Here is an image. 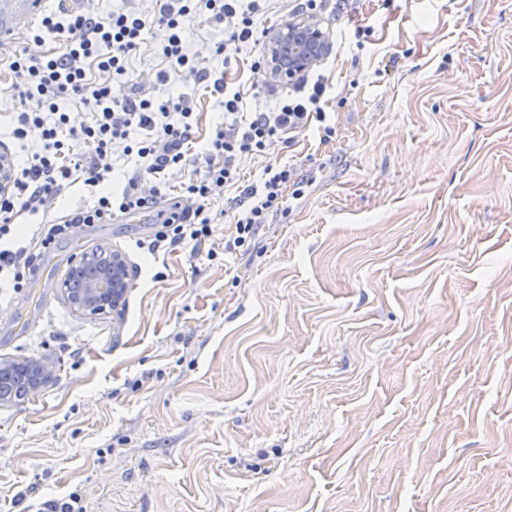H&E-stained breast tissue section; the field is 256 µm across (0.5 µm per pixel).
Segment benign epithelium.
I'll return each instance as SVG.
<instances>
[{"label":"benign epithelium","mask_w":512,"mask_h":512,"mask_svg":"<svg viewBox=\"0 0 512 512\" xmlns=\"http://www.w3.org/2000/svg\"><path fill=\"white\" fill-rule=\"evenodd\" d=\"M329 48V35L320 21L311 18L290 21L274 29L267 40L269 75L282 82L294 79L312 67ZM106 263L97 277L82 288L66 284L74 303L83 310L98 312L119 303L125 286V261L119 254L102 253ZM30 388L35 390L50 373L46 363L33 362L26 370Z\"/></svg>","instance_id":"7a95c632"}]
</instances>
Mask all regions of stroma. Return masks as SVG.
<instances>
[{
  "label": "stroma",
  "instance_id": "1",
  "mask_svg": "<svg viewBox=\"0 0 512 512\" xmlns=\"http://www.w3.org/2000/svg\"><path fill=\"white\" fill-rule=\"evenodd\" d=\"M331 143L316 131L240 161L245 182L294 165L248 247L226 252L223 199L203 254L145 248L151 224L36 230L99 193L75 181L18 217L39 278L0 288V362L47 361L0 402V512H512V0H349L320 17ZM151 24L133 57L164 67ZM221 27L193 20L189 55L223 68ZM193 90V152L223 119ZM19 99L0 70V152ZM121 254L129 287L92 313L67 270ZM214 256H207V249Z\"/></svg>",
  "mask_w": 512,
  "mask_h": 512
}]
</instances>
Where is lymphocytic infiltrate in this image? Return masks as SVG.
I'll use <instances>...</instances> for the list:
<instances>
[{"instance_id":"lymphocytic-infiltrate-1","label":"lymphocytic infiltrate","mask_w":512,"mask_h":512,"mask_svg":"<svg viewBox=\"0 0 512 512\" xmlns=\"http://www.w3.org/2000/svg\"><path fill=\"white\" fill-rule=\"evenodd\" d=\"M270 2L155 0L154 18L166 31L160 54L167 63L156 73V85H166L174 73L185 81L206 84L224 109V124L216 128L204 151L205 165L196 169L187 187L193 207L177 204L158 213L151 250L166 241L194 245L210 237L213 219L208 205L229 190L236 193L234 236L226 247L245 246L270 213L282 208L284 193L298 174L290 165H268L258 181L245 184L238 177V159L274 146H292L293 133L313 127L321 143H329L334 134L322 107L329 79L320 70L312 68L299 76L274 107L251 109L243 92L231 87L226 71L206 67L183 51L187 23L203 17L223 26L225 43L254 46L253 69L266 68L265 34L258 31L256 19ZM149 20L135 6L105 16L91 9L64 17L47 12L30 34L29 48L8 58L21 107L11 136L22 140L39 131L43 147L26 163L11 165L10 188L0 194V241L11 240L19 211H38L76 177H83L86 186L98 187L112 171L108 155L134 157L135 169L126 187L100 196L93 208L74 210L61 223L44 225L42 247L66 237L73 225L104 224L120 214L154 209L158 191L142 190V181L186 164L184 147L192 141L196 123L192 94L154 97L128 71ZM50 36L62 39V47L46 48ZM65 99L79 104L86 114L84 121L72 120L61 106Z\"/></svg>"}]
</instances>
